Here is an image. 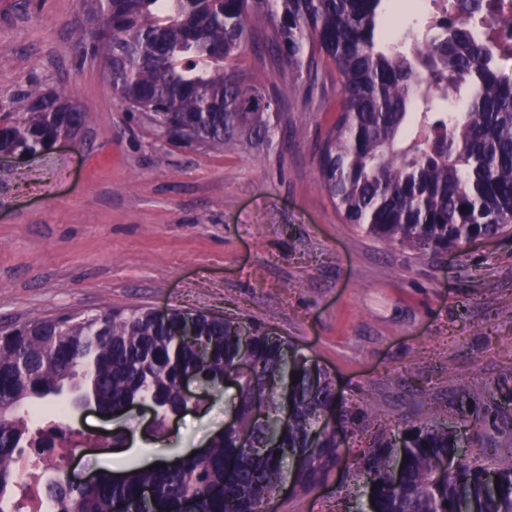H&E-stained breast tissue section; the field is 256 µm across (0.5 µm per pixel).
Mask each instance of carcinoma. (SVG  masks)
<instances>
[{
    "label": "carcinoma",
    "instance_id": "cac0c4a2",
    "mask_svg": "<svg viewBox=\"0 0 512 512\" xmlns=\"http://www.w3.org/2000/svg\"><path fill=\"white\" fill-rule=\"evenodd\" d=\"M385 0H87L100 10L92 53L119 101L167 128L184 146L222 149L272 137V101L252 87L239 59L255 32L302 87L336 85V120L318 146L322 189L352 224L404 251L446 253L476 236L512 233V83L498 70L512 58L493 38L512 30V9L492 0H447L434 34L407 50L378 36ZM467 86L462 111L440 103ZM21 113L0 119V150L29 155L78 132L86 113L63 91L33 85ZM234 378V419L195 453L158 467L103 469L87 487L59 476L45 483L49 512H261L291 481L303 486L338 456V432L320 429L335 384L288 341L265 328L202 311L108 308L86 317L31 320L0 330V512L19 484L23 449L41 443L27 414L70 391L114 411L145 399L156 438L172 412H188L181 379ZM260 397L266 418L253 412ZM288 418H283V413ZM275 447H269V443ZM457 430L414 424L374 444L356 462L367 512H512V455L497 464L498 488L462 463ZM303 467L285 471L286 460ZM221 486L223 493L212 494ZM152 497L142 498V489Z\"/></svg>",
    "mask_w": 512,
    "mask_h": 512
}]
</instances>
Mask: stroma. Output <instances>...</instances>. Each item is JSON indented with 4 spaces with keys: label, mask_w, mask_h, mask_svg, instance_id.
<instances>
[{
    "label": "stroma",
    "mask_w": 512,
    "mask_h": 512,
    "mask_svg": "<svg viewBox=\"0 0 512 512\" xmlns=\"http://www.w3.org/2000/svg\"><path fill=\"white\" fill-rule=\"evenodd\" d=\"M83 0H0V109L32 83L87 115L73 140L0 163V329L44 317L199 310L277 333L333 377L351 420L343 462L281 492L274 512H354L365 499L354 459L378 435L419 422L460 426L463 460L512 455V234L417 257L347 223L318 181L315 147L331 126L332 87L300 89L274 60L245 54L253 85L279 101L270 143L215 150L161 138L112 92L77 45ZM464 384L452 390L449 378ZM234 391L164 440L148 415L115 421L66 410L50 424L81 434L123 427L130 440L85 449L72 474L190 453L220 431Z\"/></svg>",
    "instance_id": "stroma-1"
}]
</instances>
